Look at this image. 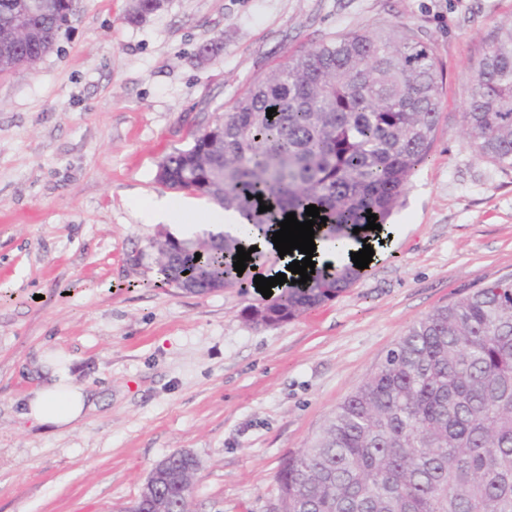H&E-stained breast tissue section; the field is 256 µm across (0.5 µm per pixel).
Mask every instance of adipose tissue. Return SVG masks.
Here are the masks:
<instances>
[{
	"label": "adipose tissue",
	"mask_w": 512,
	"mask_h": 512,
	"mask_svg": "<svg viewBox=\"0 0 512 512\" xmlns=\"http://www.w3.org/2000/svg\"><path fill=\"white\" fill-rule=\"evenodd\" d=\"M57 350L45 351L39 361L40 384L26 399V418L39 426L65 432L76 427L92 407L85 387L76 385L69 364Z\"/></svg>",
	"instance_id": "ef3b65f1"
}]
</instances>
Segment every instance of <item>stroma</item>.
<instances>
[{
	"label": "stroma",
	"mask_w": 512,
	"mask_h": 512,
	"mask_svg": "<svg viewBox=\"0 0 512 512\" xmlns=\"http://www.w3.org/2000/svg\"><path fill=\"white\" fill-rule=\"evenodd\" d=\"M79 0L37 64L0 77V512H123L172 452L197 460L189 512H270L277 472L416 320L512 276V170L463 135L468 74L512 0ZM400 22L438 48L434 147L393 242L332 300L257 326L253 280L163 284L158 165L257 76L336 32ZM223 47L206 63L198 47ZM48 348L93 411L56 433L25 418Z\"/></svg>",
	"instance_id": "obj_1"
}]
</instances>
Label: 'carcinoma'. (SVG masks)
<instances>
[{
  "mask_svg": "<svg viewBox=\"0 0 512 512\" xmlns=\"http://www.w3.org/2000/svg\"><path fill=\"white\" fill-rule=\"evenodd\" d=\"M39 2L28 20L38 38L14 50V61L49 52L70 21L64 0ZM469 85L467 145L512 169V20L495 26ZM442 94L436 46L399 24L338 34L255 78L157 177L237 214L245 237L204 232L175 240L176 252L160 240L162 281L199 295L242 283L237 247L267 238L291 212L307 220L310 204L330 248L370 236L369 212L388 224L431 154ZM262 203L272 209L259 212ZM360 275L352 264H322L307 283L251 306L248 319L296 318ZM167 461L161 506L141 500L140 512H188V461L178 451ZM277 482L281 512H512V279L415 321L312 443L283 460Z\"/></svg>",
  "mask_w": 512,
  "mask_h": 512,
  "instance_id": "1",
  "label": "carcinoma"
}]
</instances>
